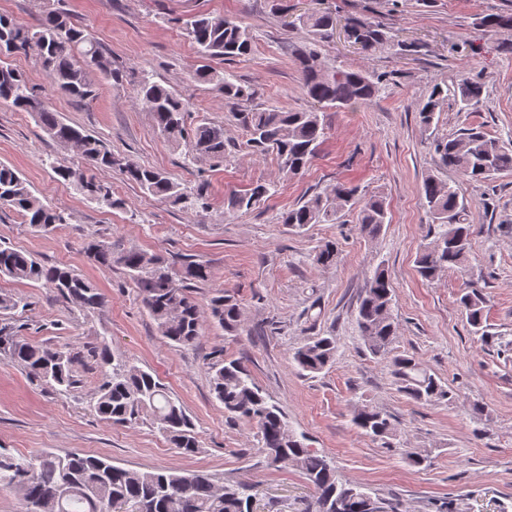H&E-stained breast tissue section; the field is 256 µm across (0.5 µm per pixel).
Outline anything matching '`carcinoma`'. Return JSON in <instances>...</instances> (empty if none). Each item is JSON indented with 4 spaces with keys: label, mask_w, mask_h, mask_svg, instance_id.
<instances>
[{
    "label": "carcinoma",
    "mask_w": 512,
    "mask_h": 512,
    "mask_svg": "<svg viewBox=\"0 0 512 512\" xmlns=\"http://www.w3.org/2000/svg\"><path fill=\"white\" fill-rule=\"evenodd\" d=\"M293 25L302 29L313 42L334 36L336 14L314 10L296 16ZM354 41L372 49L391 43L386 28L371 18L349 21ZM482 26L497 35L512 33L511 14H488ZM188 41L204 60L233 61L249 55L253 37L243 22L208 13H198L182 20ZM18 54L32 55L41 65L57 92L67 98L89 103L98 95L95 75L112 79L118 76L112 60L104 55L98 42L58 10L43 11L36 24L22 26L10 16L0 14V58ZM302 89L322 107L355 108L376 99L383 80L362 70L328 66L312 48L296 54ZM194 79L214 85L224 100L240 104L251 101L254 91L234 75L220 73L209 65L200 66ZM483 85L463 78L455 85L434 83L419 110L420 123L428 128L448 97L466 109L480 102ZM137 97L152 112L155 127L171 143L186 148L185 158L198 156L224 161L227 144L224 127L202 124L186 126V101L174 90L149 76H142ZM0 101L35 116L43 132L68 148H78V155L91 167L116 168L144 193L184 209L205 208L203 188L187 190L164 172L142 167L112 154L100 139L63 122L29 87L23 73L0 65ZM236 119L247 136L245 146L256 154H271L283 174L294 177L306 169L315 157L325 132L323 119L315 111H287L278 108H245ZM441 166L451 169L468 181H485L504 172H512V149L482 131L467 129L445 137L435 144ZM49 166L65 183L101 207L121 209L125 202L103 189L84 170L48 160ZM277 192L275 186L258 183L242 194L228 199L233 211L249 210L263 197ZM422 197L433 230L432 245L424 247L416 259L417 272L426 281L443 272L464 266L472 243V224L468 207L451 184L433 176L424 179ZM0 204L14 210L23 223L39 231H50L66 223L64 214L43 203L27 183L6 165H0ZM359 208L360 230L377 236L387 219L385 202L378 196L360 199L358 188L337 183L329 191L318 193L286 210L281 223L294 230L310 224L336 223L346 210ZM87 252L104 266L117 264L129 273L139 288L143 306L156 321L162 336L170 342L189 347L196 343L202 326V311L190 294L191 284L209 279L207 266L195 261L173 271L165 259L137 249L112 251V245L93 241ZM338 252L332 242L316 252L315 261L322 267L336 265ZM29 281L52 288L72 305L95 309L104 297L94 285L65 266L46 265L27 251L0 246V278ZM393 289L387 272L377 267L367 280L357 307L356 322L367 349L386 358L397 336L392 310ZM469 325L483 327L487 299L476 288L460 296ZM210 317L228 333L241 322L240 306L234 297L220 290L208 304ZM0 354L26 370L39 381L68 393L74 387L73 366L77 356L47 345L33 344L7 333L0 327ZM336 342L328 336H316L298 347L293 360L304 372L319 373L335 360ZM101 384L94 409L113 424L133 425L146 420L173 447L184 455L199 451L192 420L173 399L167 387L152 373L134 365L116 361L110 346L97 347ZM391 372L399 391L415 402L451 401L452 392L430 370L412 357L394 356ZM211 385L216 400L231 419L256 424L257 438L267 463L272 467H298L314 490L312 512H395L384 499L360 491L342 482L336 467L326 455L308 448L290 428L280 408L254 382L238 360H221L211 366ZM354 424L365 434L384 438L393 432V424L381 410L363 405L357 408ZM36 464L26 481L17 486L25 512H251L250 486L244 482L219 484L201 471L159 468L149 471L126 469L107 458L71 453H53L14 457L0 454V484L11 476L10 470L22 464Z\"/></svg>",
    "instance_id": "obj_1"
}]
</instances>
